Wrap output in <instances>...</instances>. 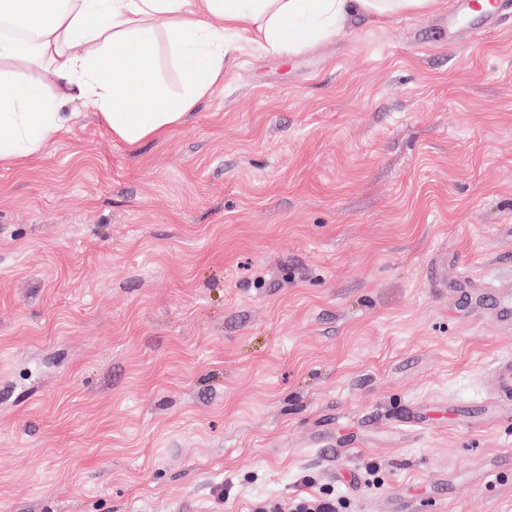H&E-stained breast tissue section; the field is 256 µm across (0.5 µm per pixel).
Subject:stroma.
<instances>
[{"label": "stroma", "mask_w": 512, "mask_h": 512, "mask_svg": "<svg viewBox=\"0 0 512 512\" xmlns=\"http://www.w3.org/2000/svg\"><path fill=\"white\" fill-rule=\"evenodd\" d=\"M351 14L131 150L0 169V512H512V10ZM493 393L496 404L491 414H512V359L501 358L492 368Z\"/></svg>", "instance_id": "stroma-1"}]
</instances>
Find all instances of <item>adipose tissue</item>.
Returning <instances> with one entry per match:
<instances>
[{
	"instance_id": "adipose-tissue-1",
	"label": "adipose tissue",
	"mask_w": 512,
	"mask_h": 512,
	"mask_svg": "<svg viewBox=\"0 0 512 512\" xmlns=\"http://www.w3.org/2000/svg\"><path fill=\"white\" fill-rule=\"evenodd\" d=\"M441 0H0V167L40 155L69 131V102L95 112L113 141L134 147L182 125L224 82L232 38L243 32L275 52L334 36L355 12L428 13ZM166 44L182 90L157 75Z\"/></svg>"
}]
</instances>
